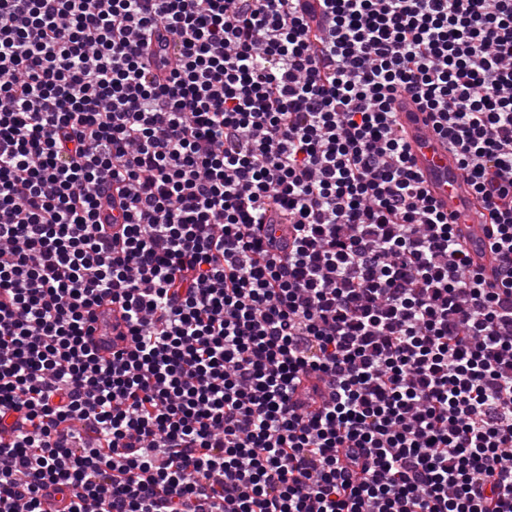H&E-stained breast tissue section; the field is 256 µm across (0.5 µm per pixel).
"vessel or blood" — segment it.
Returning <instances> with one entry per match:
<instances>
[{"label":"vessel or blood","mask_w":512,"mask_h":512,"mask_svg":"<svg viewBox=\"0 0 512 512\" xmlns=\"http://www.w3.org/2000/svg\"><path fill=\"white\" fill-rule=\"evenodd\" d=\"M394 111L424 188L440 210L455 220V233L466 244L474 267L487 283H496L492 227L474 211L472 186L460 168L456 153L449 150L447 139L434 131L428 113L413 98L398 97ZM93 314L106 316L107 323L88 336L87 341L101 357H111L116 336L125 328L121 309L105 305L94 308Z\"/></svg>","instance_id":"b4317fda"}]
</instances>
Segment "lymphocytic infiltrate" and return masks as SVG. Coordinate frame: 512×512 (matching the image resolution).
I'll return each instance as SVG.
<instances>
[{
	"mask_svg": "<svg viewBox=\"0 0 512 512\" xmlns=\"http://www.w3.org/2000/svg\"><path fill=\"white\" fill-rule=\"evenodd\" d=\"M404 94L498 286L413 170ZM54 493L512 512V0H0V512ZM394 112L424 188L440 210L455 220L456 236L466 244L473 266L487 283L496 284L492 227L474 211L472 186L456 153L448 149V140L434 131L429 113L410 96L398 97ZM92 315H89L87 325L97 327L96 323L91 322L94 317H100L105 314L107 323L97 329L91 336H86L89 345L97 351L103 358H111L113 345L124 346L126 341L116 339L119 331L126 332L125 321L122 318V312L117 304L94 307Z\"/></svg>",
	"mask_w": 512,
	"mask_h": 512,
	"instance_id": "obj_1",
	"label": "lymphocytic infiltrate"
}]
</instances>
